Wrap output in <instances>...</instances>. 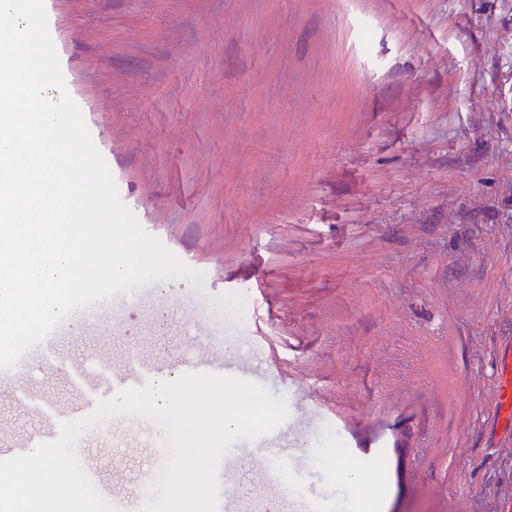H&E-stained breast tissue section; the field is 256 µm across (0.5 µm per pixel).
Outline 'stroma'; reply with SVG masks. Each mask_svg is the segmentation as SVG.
Segmentation results:
<instances>
[{
  "label": "stroma",
  "instance_id": "obj_1",
  "mask_svg": "<svg viewBox=\"0 0 512 512\" xmlns=\"http://www.w3.org/2000/svg\"><path fill=\"white\" fill-rule=\"evenodd\" d=\"M64 87L122 203L190 272L95 303L17 374L0 442L82 420L74 370L256 347L286 419L227 471L234 512H355L323 468L384 478L382 512H502L512 428V0H44ZM245 300L247 315L232 302ZM80 434L128 512L168 465L137 413ZM497 421L510 426L512 423V364L503 363L500 367L497 384Z\"/></svg>",
  "mask_w": 512,
  "mask_h": 512
}]
</instances>
